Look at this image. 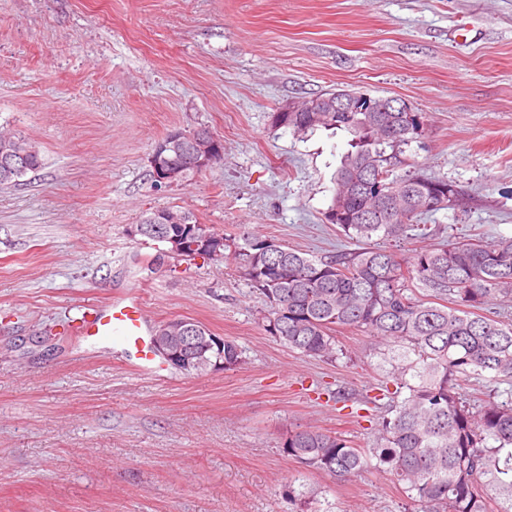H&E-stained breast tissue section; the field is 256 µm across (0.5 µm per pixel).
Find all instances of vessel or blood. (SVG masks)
Segmentation results:
<instances>
[{"mask_svg":"<svg viewBox=\"0 0 512 512\" xmlns=\"http://www.w3.org/2000/svg\"><path fill=\"white\" fill-rule=\"evenodd\" d=\"M150 320L136 294H128L95 306L78 333L100 340L116 341L131 351L139 370L157 372L160 364L150 348Z\"/></svg>","mask_w":512,"mask_h":512,"instance_id":"obj_1","label":"vessel or blood"}]
</instances>
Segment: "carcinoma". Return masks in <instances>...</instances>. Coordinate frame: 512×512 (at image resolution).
I'll return each mask as SVG.
<instances>
[{
  "mask_svg": "<svg viewBox=\"0 0 512 512\" xmlns=\"http://www.w3.org/2000/svg\"><path fill=\"white\" fill-rule=\"evenodd\" d=\"M347 95L350 112H287L273 126L296 135L324 128L352 136L324 219L360 247L312 256L249 232L232 238L202 229L222 242L221 258L263 297L265 330L288 348L334 362L333 333L348 327L387 349L391 378L351 410L386 409L375 423V447L357 448L341 434L309 426L289 431L283 451L340 482L388 473L415 512H512V401L491 392L474 403L460 384L464 377L512 381V321L489 312L494 303H512V238L477 234L430 243L439 227L421 218L462 211L466 198L455 182L397 172L404 149L421 134L423 113L373 112L358 92ZM205 132L185 131L179 150L152 154L180 164ZM5 146L28 152L27 170L43 165L27 137L1 132ZM154 215L142 217V236L159 242ZM410 240L423 246L408 255L395 251ZM241 362L242 351L226 339L222 353L188 348L175 368L202 375Z\"/></svg>",
  "mask_w": 512,
  "mask_h": 512,
  "instance_id": "obj_1",
  "label": "carcinoma"
}]
</instances>
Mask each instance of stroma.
<instances>
[{"instance_id":"obj_1","label":"stroma","mask_w":512,"mask_h":512,"mask_svg":"<svg viewBox=\"0 0 512 512\" xmlns=\"http://www.w3.org/2000/svg\"><path fill=\"white\" fill-rule=\"evenodd\" d=\"M350 88L424 113L408 164L473 197L429 216L444 239L512 237V0H0V126L43 156L0 186V512H406L389 474L339 482L282 448L299 426L374 446L333 399L385 380L368 336L336 330L333 363L303 356L232 262L134 232L174 208L310 255L352 247L324 221L347 135L271 124ZM201 127L223 161L156 185L155 141ZM124 292L152 324L234 340L242 363L154 375L76 335L81 309Z\"/></svg>"}]
</instances>
